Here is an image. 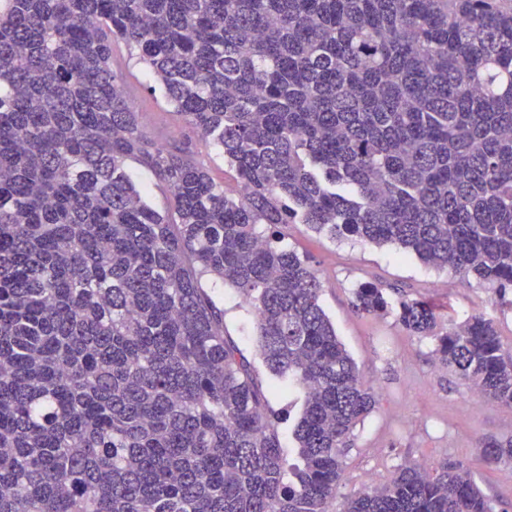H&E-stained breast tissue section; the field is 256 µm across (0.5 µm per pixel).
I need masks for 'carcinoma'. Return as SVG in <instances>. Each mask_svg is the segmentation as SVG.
Segmentation results:
<instances>
[{
	"label": "carcinoma",
	"instance_id": "carcinoma-1",
	"mask_svg": "<svg viewBox=\"0 0 512 512\" xmlns=\"http://www.w3.org/2000/svg\"><path fill=\"white\" fill-rule=\"evenodd\" d=\"M121 40L224 157L150 138ZM150 166L163 215L127 173ZM305 224L512 288V0H0V512H328L378 394L282 245ZM254 315L255 383L201 278ZM355 309L382 314L362 284ZM397 320L512 406L481 317ZM303 395L296 457L268 394ZM482 456L512 464V437ZM341 512H496L471 471L407 462ZM198 148L199 156L208 165L213 179L218 183L224 184V188L228 192L235 193L237 190V184L232 177L233 173L224 163V159L219 155H216V152L213 149H206L202 145H199Z\"/></svg>",
	"mask_w": 512,
	"mask_h": 512
}]
</instances>
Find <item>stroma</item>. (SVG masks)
<instances>
[{"instance_id": "obj_1", "label": "stroma", "mask_w": 512, "mask_h": 512, "mask_svg": "<svg viewBox=\"0 0 512 512\" xmlns=\"http://www.w3.org/2000/svg\"><path fill=\"white\" fill-rule=\"evenodd\" d=\"M112 66L152 139L172 147L191 137L183 118L152 91L151 75L123 42L112 44ZM285 242L307 259L319 278L323 309L364 379L378 393L374 411L354 431L338 497L385 483L405 462L446 459L470 469L487 494L512 506V467L486 465L479 450L484 437L512 435V407L485 401L478 411H469L473 392L455 373L436 367L434 342L409 335L395 311L373 315L353 306L354 289L370 282L391 303H430L444 327L483 316L494 322L504 348L512 349V289L498 297L473 278L436 270L412 255L350 236L333 240L303 224L289 225ZM201 284L223 311L224 330L241 349L258 383L268 385L271 377L258 355L253 323L240 298L212 277H203Z\"/></svg>"}]
</instances>
